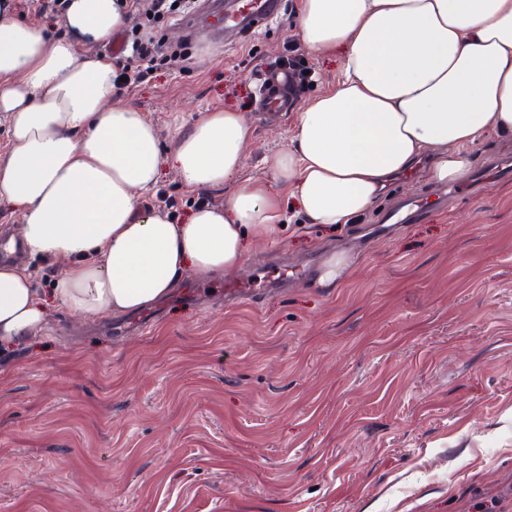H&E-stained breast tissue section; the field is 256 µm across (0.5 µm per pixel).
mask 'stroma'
Listing matches in <instances>:
<instances>
[{"label": "stroma", "mask_w": 512, "mask_h": 512, "mask_svg": "<svg viewBox=\"0 0 512 512\" xmlns=\"http://www.w3.org/2000/svg\"><path fill=\"white\" fill-rule=\"evenodd\" d=\"M209 2L156 25L176 62L120 94L165 141L243 112L258 176L295 120L257 111L265 75L303 60V103L335 85L342 53L302 47L299 0L236 45L194 37ZM157 189L178 223L224 201L169 169ZM436 191L400 176L342 231L292 224L249 244L240 273L344 252L359 266L341 287L312 277L244 305L171 293L144 330L72 314L51 298L59 264L24 256L46 322L0 347V512H512V182L440 209ZM401 195L422 219L368 237Z\"/></svg>", "instance_id": "1"}]
</instances>
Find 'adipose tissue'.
Returning a JSON list of instances; mask_svg holds the SVG:
<instances>
[{
    "label": "adipose tissue",
    "instance_id": "obj_1",
    "mask_svg": "<svg viewBox=\"0 0 512 512\" xmlns=\"http://www.w3.org/2000/svg\"><path fill=\"white\" fill-rule=\"evenodd\" d=\"M117 2L66 0L54 40L0 0V202L17 209L30 255L62 262L53 297L81 317L146 308L190 274L238 272L246 235L276 233L285 206L307 224H353L395 176L463 179L488 130L512 135V0H300L305 49L344 56L263 179L241 174L249 127L231 109L162 150L157 126L120 99L111 58L90 50L127 23ZM167 164L186 188L228 187L223 206L181 224L138 208ZM44 313L31 273L0 264V344L35 336Z\"/></svg>",
    "mask_w": 512,
    "mask_h": 512
}]
</instances>
